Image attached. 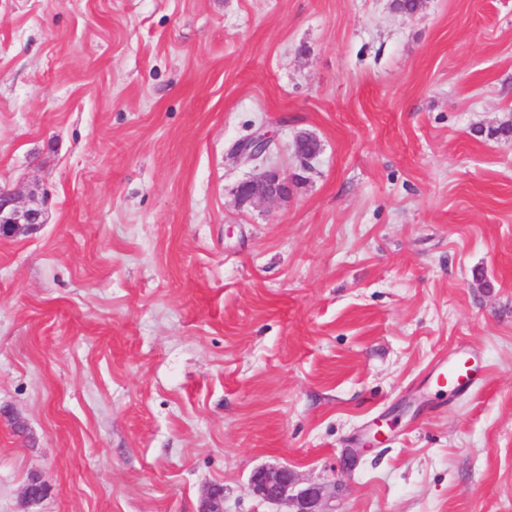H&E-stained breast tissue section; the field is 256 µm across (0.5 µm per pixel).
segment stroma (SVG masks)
Wrapping results in <instances>:
<instances>
[{
    "label": "stroma",
    "mask_w": 512,
    "mask_h": 512,
    "mask_svg": "<svg viewBox=\"0 0 512 512\" xmlns=\"http://www.w3.org/2000/svg\"><path fill=\"white\" fill-rule=\"evenodd\" d=\"M507 120L512 0H0V186L46 216L0 239V512H272L283 466L325 512H512ZM258 131L290 197L242 208ZM271 140L261 133L240 140L235 146L236 156L245 162L265 159L270 153ZM319 141L308 135H301L294 142V154L303 168L309 167L310 162L320 152ZM474 365L471 356L465 350H459L448 359L434 365L430 375L438 381L448 384L454 393H465L473 382ZM250 483L254 493L264 503L291 505L293 510L289 512H325L322 507V487L310 485L296 491L295 474L287 467L258 469L251 475Z\"/></svg>",
    "instance_id": "stroma-1"
}]
</instances>
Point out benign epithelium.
Returning <instances> with one entry per match:
<instances>
[{
  "mask_svg": "<svg viewBox=\"0 0 512 512\" xmlns=\"http://www.w3.org/2000/svg\"><path fill=\"white\" fill-rule=\"evenodd\" d=\"M271 140L261 133L240 140L235 146L236 156L245 162L265 159L270 153ZM320 152L319 141L301 135L294 142V154L301 166L309 167ZM288 178L275 169L241 183L237 190V202L241 207L256 206L264 202L287 201ZM45 223L44 212L39 206L18 205L14 192L0 188V235L12 237L22 230L32 231ZM254 493L262 502L290 505L291 512H326L322 507V487L310 485L297 488L293 470L286 467L258 469L250 478Z\"/></svg>",
  "mask_w": 512,
  "mask_h": 512,
  "instance_id": "1",
  "label": "benign epithelium"
}]
</instances>
